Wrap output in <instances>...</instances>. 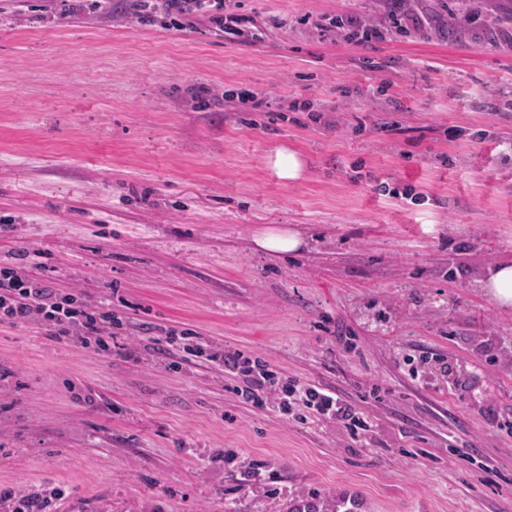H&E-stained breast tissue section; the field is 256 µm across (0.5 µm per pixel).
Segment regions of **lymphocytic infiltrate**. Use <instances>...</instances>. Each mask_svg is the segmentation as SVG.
Here are the masks:
<instances>
[{"instance_id": "1", "label": "lymphocytic infiltrate", "mask_w": 512, "mask_h": 512, "mask_svg": "<svg viewBox=\"0 0 512 512\" xmlns=\"http://www.w3.org/2000/svg\"><path fill=\"white\" fill-rule=\"evenodd\" d=\"M133 14L160 13L173 22L204 16L222 32H235V18L224 13V0H133ZM334 28L345 38L363 45L385 40L393 30L418 31L423 21L416 13L403 8L401 0H390L383 23L368 24L356 14L337 17ZM39 322L54 337H74L82 346L110 348L112 328L119 318L111 312L77 301L74 295L54 288L47 280L28 277L18 266H0V322L13 325ZM184 352L217 362L231 371L238 383L235 393L260 408H273L295 421L306 422L308 417L336 422L349 435L358 437L371 431L370 420L338 394L315 386L279 376L270 365L257 357L238 351L206 347L194 341L183 344ZM302 403L301 413H294V403Z\"/></svg>"}]
</instances>
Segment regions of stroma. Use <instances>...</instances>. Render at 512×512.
Returning <instances> with one entry per match:
<instances>
[{"mask_svg": "<svg viewBox=\"0 0 512 512\" xmlns=\"http://www.w3.org/2000/svg\"><path fill=\"white\" fill-rule=\"evenodd\" d=\"M405 2L423 31L355 45L330 19L388 0H228L233 38L125 0H0V263L38 251L26 273L122 321L108 353L0 323V491L62 488L59 512L320 492L512 512V309L478 284L512 261V0ZM280 146L301 181L266 166ZM270 228L304 243L264 252ZM171 330L337 392L372 433L257 408L178 345L160 361ZM425 352L447 370L411 379Z\"/></svg>", "mask_w": 512, "mask_h": 512, "instance_id": "obj_1", "label": "stroma"}]
</instances>
